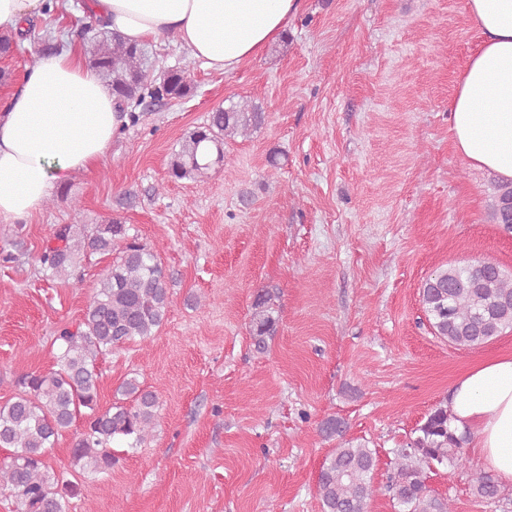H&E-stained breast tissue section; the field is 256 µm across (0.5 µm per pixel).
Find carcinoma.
I'll return each mask as SVG.
<instances>
[{
  "label": "carcinoma",
  "instance_id": "carcinoma-1",
  "mask_svg": "<svg viewBox=\"0 0 512 512\" xmlns=\"http://www.w3.org/2000/svg\"><path fill=\"white\" fill-rule=\"evenodd\" d=\"M90 31L95 40L89 63L130 108L131 122L138 120L135 108L148 98L178 100L190 94V64L153 78L142 48L125 43L99 21L85 29ZM28 38L49 41L47 31L31 24L15 34L1 33L0 53ZM264 122L265 113L250 105L215 108L203 125L178 143L168 177L203 180L214 165L224 162V141L247 136ZM491 219L512 229V182L493 185ZM82 254L110 255L112 263L88 296L82 319L54 336L55 368L19 375V393L0 404V448L10 450L0 463V491L13 501L16 512H67L78 485L66 471L49 464L47 453L70 433L77 419H84L85 425L72 438L71 465L93 472L108 471L118 462L113 443L133 448L155 425L158 396L134 377L120 385L122 399L100 406L98 361L114 349L137 341L145 344L156 335L171 303L170 274L157 253L117 218L90 227L58 225L38 261L51 276L68 279ZM419 302L431 333L456 349L481 346L512 329V276L496 263L436 268L422 281ZM252 309L250 332L255 347L263 350L278 326L268 290H256ZM318 431L326 440H341L323 460L317 478L322 512H369L377 492L376 449L346 438L347 422L333 415L319 423ZM462 443L463 438L450 429L445 399L430 409L390 461L385 491L397 512H454L453 501L432 494L426 478L439 467L468 471L470 461ZM471 491L482 502L503 499L501 486L487 473L475 478Z\"/></svg>",
  "mask_w": 512,
  "mask_h": 512
}]
</instances>
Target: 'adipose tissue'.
Wrapping results in <instances>:
<instances>
[{
	"label": "adipose tissue",
	"instance_id": "adipose-tissue-1",
	"mask_svg": "<svg viewBox=\"0 0 512 512\" xmlns=\"http://www.w3.org/2000/svg\"><path fill=\"white\" fill-rule=\"evenodd\" d=\"M128 43L174 35L192 57L226 74L274 42L301 0H88ZM482 40L450 103L456 149L512 181V0H467ZM128 122L111 89L74 45L39 58L0 104V224L28 222L53 189L102 162ZM451 425L484 468L512 486V355L486 358L449 391Z\"/></svg>",
	"mask_w": 512,
	"mask_h": 512
}]
</instances>
